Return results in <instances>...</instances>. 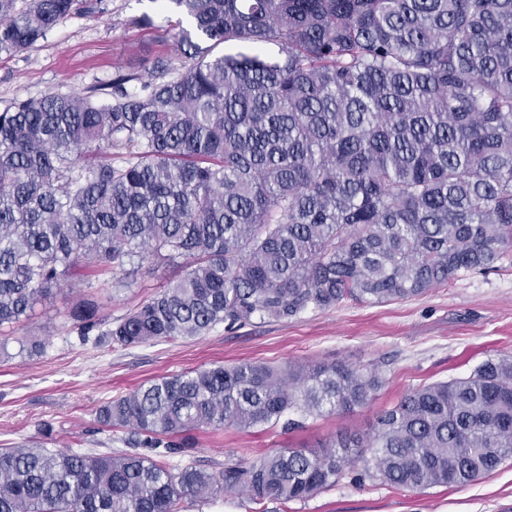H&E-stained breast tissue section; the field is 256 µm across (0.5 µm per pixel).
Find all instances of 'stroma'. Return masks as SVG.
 <instances>
[{
	"label": "stroma",
	"mask_w": 512,
	"mask_h": 512,
	"mask_svg": "<svg viewBox=\"0 0 512 512\" xmlns=\"http://www.w3.org/2000/svg\"><path fill=\"white\" fill-rule=\"evenodd\" d=\"M85 12L61 22L25 52L0 59V108L54 92L81 93L117 74L145 76L160 57L174 55L179 15L156 0H87ZM178 269L140 264L115 294L95 289L120 318L177 279ZM78 298L58 287L14 325L0 357V445L45 440L47 447L96 454L125 452L123 432L103 428L99 406L156 377L241 360L284 366L343 361L378 366L383 385L365 407L309 419L305 428L198 432L194 461L215 469L283 448H315L341 432H369L375 417L410 389L468 376L494 355H512V251L496 270L462 273L445 286L406 301L343 302L286 321L219 324L176 341L113 346L94 330L81 335L68 314ZM43 342L20 352L18 340ZM360 461L336 484L305 501L271 502L267 512H504L512 507V460L466 486L424 491L394 487Z\"/></svg>",
	"instance_id": "obj_1"
}]
</instances>
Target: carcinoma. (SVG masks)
I'll return each instance as SVG.
<instances>
[{"instance_id": "obj_1", "label": "carcinoma", "mask_w": 512, "mask_h": 512, "mask_svg": "<svg viewBox=\"0 0 512 512\" xmlns=\"http://www.w3.org/2000/svg\"><path fill=\"white\" fill-rule=\"evenodd\" d=\"M182 16L156 81L0 110V330L53 287L79 295L134 259L184 274L112 322L126 347L345 300L403 301L495 268L512 248V0H151ZM82 0H0V57L47 38ZM227 43L236 53L216 54ZM118 156L120 163L112 162ZM375 367L242 361L165 376L101 405L130 450L0 447V512H181L243 492L305 501L371 451L380 480L461 487L512 458V356L422 385L372 432L217 470L194 432L364 407Z\"/></svg>"}]
</instances>
